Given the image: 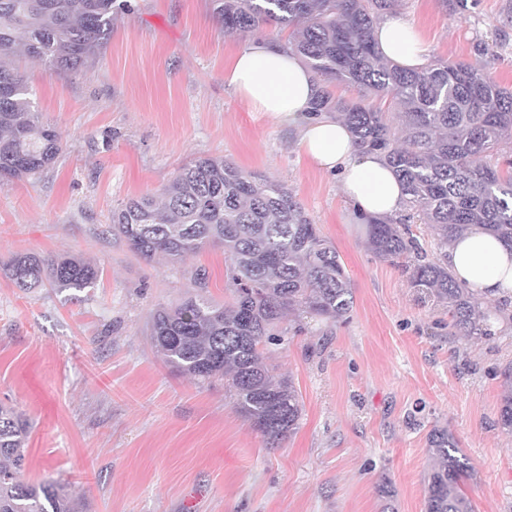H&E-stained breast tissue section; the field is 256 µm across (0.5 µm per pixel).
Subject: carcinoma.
<instances>
[{"mask_svg":"<svg viewBox=\"0 0 512 512\" xmlns=\"http://www.w3.org/2000/svg\"><path fill=\"white\" fill-rule=\"evenodd\" d=\"M117 0H0V176L30 178L54 163L56 130L42 120L25 77L7 57L15 46L60 72L96 61L112 33ZM222 32L274 27L317 76L309 114H330L354 144L376 151L407 194L396 216L367 220L366 244L401 268L420 298L448 310L461 336H486L491 313L445 262L448 242L482 231L512 248V91L465 62L433 60L416 69L384 58L375 28L401 0H210ZM347 85L351 99L329 86ZM430 229L440 257L429 255L410 225ZM112 232L146 260L171 264L210 246L224 249L232 301L199 295L159 307L150 343L164 363L200 383L222 378L237 412L270 447L298 428L302 406L291 379L265 362L275 325L290 313L336 321L354 297L340 255L284 185L222 158L199 157L177 169L158 198H132L112 214ZM0 276L23 291L96 286L99 268L76 256L19 254ZM502 425L512 429V373H505ZM30 424L0 405V512H81L53 480L23 479ZM433 462L425 512H471V466L447 428L428 437Z\"/></svg>","mask_w":512,"mask_h":512,"instance_id":"obj_1","label":"carcinoma"}]
</instances>
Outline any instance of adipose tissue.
Wrapping results in <instances>:
<instances>
[{
	"mask_svg": "<svg viewBox=\"0 0 512 512\" xmlns=\"http://www.w3.org/2000/svg\"><path fill=\"white\" fill-rule=\"evenodd\" d=\"M376 37L387 59L406 68L424 65L421 34L407 20L386 17L377 25ZM225 81L253 109L292 129L304 154L336 176L355 211L375 217L402 211V184L380 154L359 150L343 122L308 118L319 85L295 54L255 41L233 56ZM448 265L478 297L493 301L512 296V248L491 235L473 231L455 238L448 246Z\"/></svg>",
	"mask_w": 512,
	"mask_h": 512,
	"instance_id": "ef3b65f1",
	"label": "adipose tissue"
}]
</instances>
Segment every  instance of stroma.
Segmentation results:
<instances>
[{
  "label": "stroma",
  "instance_id": "stroma-1",
  "mask_svg": "<svg viewBox=\"0 0 512 512\" xmlns=\"http://www.w3.org/2000/svg\"><path fill=\"white\" fill-rule=\"evenodd\" d=\"M453 2L403 0L398 14L428 59L491 65L512 88V0ZM251 41L221 33L209 0H130L88 68L59 73L13 52L62 149L33 178H0V261L77 255L101 271L82 292L25 293L0 277V404L29 420L25 479L61 481L85 512H424L427 438L445 427L472 466L474 512H512V430L500 419L512 322L458 335L446 310L366 248L335 178L226 87L227 63ZM199 156L286 185L351 280L345 318L288 315L265 348L302 404L276 448L223 381L172 371L148 340L159 306L197 293L230 302L223 250L174 267L109 228L114 210Z\"/></svg>",
  "mask_w": 512,
  "mask_h": 512
}]
</instances>
